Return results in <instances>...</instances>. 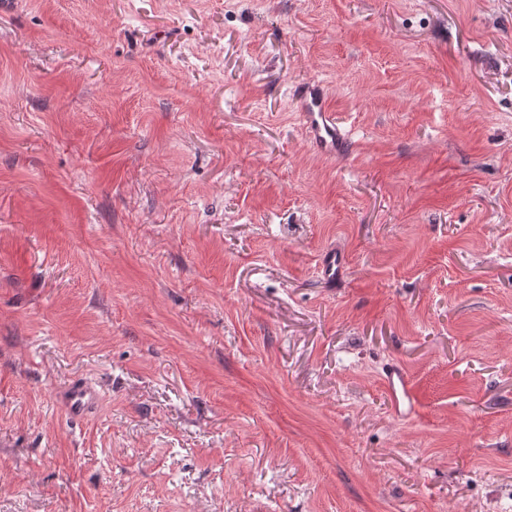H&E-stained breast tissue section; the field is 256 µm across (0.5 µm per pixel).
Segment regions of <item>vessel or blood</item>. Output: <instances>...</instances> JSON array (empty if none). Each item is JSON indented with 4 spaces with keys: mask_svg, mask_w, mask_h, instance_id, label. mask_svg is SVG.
Segmentation results:
<instances>
[{
    "mask_svg": "<svg viewBox=\"0 0 512 512\" xmlns=\"http://www.w3.org/2000/svg\"><path fill=\"white\" fill-rule=\"evenodd\" d=\"M294 99L304 121L308 139L317 151L327 156L348 151L351 134L344 129L330 107L328 96L321 84L313 82L296 87ZM346 264L343 251H326L320 261V274L323 280L332 284L343 278ZM384 380L399 414L407 416L413 413L415 400L406 375L400 369L392 367L386 370ZM58 398L64 416L72 420L83 419L101 402L100 393L81 380L69 383L59 393Z\"/></svg>",
    "mask_w": 512,
    "mask_h": 512,
    "instance_id": "vessel-or-blood-1",
    "label": "vessel or blood"
}]
</instances>
